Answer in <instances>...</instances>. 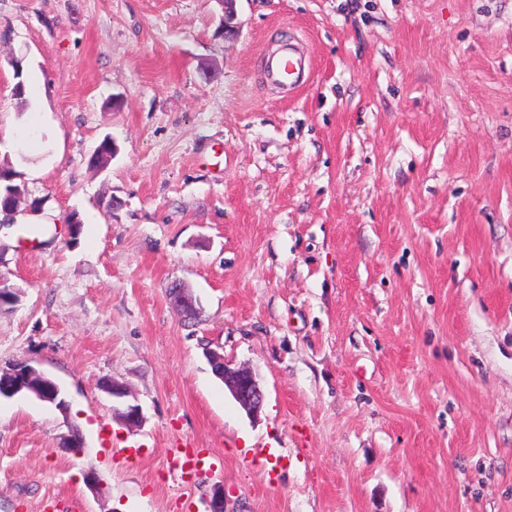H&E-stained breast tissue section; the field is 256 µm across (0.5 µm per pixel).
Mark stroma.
I'll return each mask as SVG.
<instances>
[{
    "label": "stroma",
    "mask_w": 512,
    "mask_h": 512,
    "mask_svg": "<svg viewBox=\"0 0 512 512\" xmlns=\"http://www.w3.org/2000/svg\"><path fill=\"white\" fill-rule=\"evenodd\" d=\"M236 9L228 40L220 0H0V168L57 226H0V369L68 404L0 398V512H512V0ZM286 35L294 93L263 81ZM176 447L223 464L174 481ZM299 40L285 42L280 51L269 57L264 69L267 83L288 92L306 84L311 77L310 57L300 49ZM212 369L241 408L251 417L259 414L265 394L256 376L247 368L235 367L219 353L209 354ZM23 390L31 392L41 401L54 404L62 412L67 409L57 382L31 365L18 364L10 372L0 375V397L5 394L14 396ZM103 389L112 396L113 416L130 428L140 427L144 419L142 409L129 389L114 380L105 382Z\"/></svg>",
    "instance_id": "35a3bbf8"
}]
</instances>
